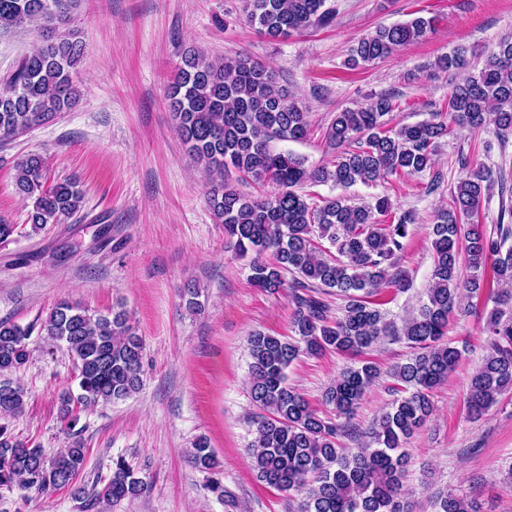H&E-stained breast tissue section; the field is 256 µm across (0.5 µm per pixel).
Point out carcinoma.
<instances>
[{
	"label": "carcinoma",
	"mask_w": 512,
	"mask_h": 512,
	"mask_svg": "<svg viewBox=\"0 0 512 512\" xmlns=\"http://www.w3.org/2000/svg\"><path fill=\"white\" fill-rule=\"evenodd\" d=\"M74 0H0V29L28 23L44 25V43L25 56L0 90V141L68 111L78 90L72 68L83 53L74 31H64ZM243 11L257 31L271 38L320 28L335 9L328 0H244ZM430 21L415 17L380 26L361 36L350 64L383 59L404 44L419 41ZM467 50L437 60L439 68L466 69L454 85L446 110L416 123H393L395 104L387 96L359 109L336 113L326 139L339 149L333 169L310 170L303 158L276 149L274 141L302 142L310 124L300 104L278 86L275 73L244 54L208 59L192 49L182 56L167 91L177 131L193 160L210 176L208 203L235 252L250 262V280L269 293L285 289L294 302L295 336L256 331L248 337L249 383L253 403L267 412L255 421L250 445L257 478L292 496H301L296 512H408L403 497L407 455L404 445L432 414V392L462 358V349L447 339L460 297L493 302L484 331L488 352L469 377L467 408L479 416L507 389H512V227L497 235L471 221L501 172L461 158L465 176L457 182L449 207L430 225L434 268L426 301L401 326L386 320L374 298L385 290L403 292L408 278L396 267L413 215L389 224L377 216L391 213L388 199L356 204L346 197L311 205L300 188L307 182H333L341 188L373 184L401 172L421 173L431 164L440 139L455 126L481 129L494 125L503 139L512 134V35L500 39L477 70L469 69ZM16 188L32 202L28 223L37 233L59 224L82 207L83 191L75 180L47 189L45 162L31 154L16 164ZM271 183L276 191L247 196L232 174ZM271 253L273 260L263 259ZM470 274L461 277L460 267ZM292 275L286 282L285 275ZM334 290L346 304L331 318L316 290ZM48 339L65 347L78 369L81 393L60 395V418L75 427V405L92 409L124 401L143 385V342L126 310L95 314L68 302L59 303L41 322ZM32 328L0 321V416L25 407V390L7 378L29 359ZM383 336H401L413 349L392 377L401 396L363 432L358 448L338 447L345 425L319 415L287 383L286 370L301 355L328 350L362 354ZM373 363L345 369L324 395L336 417L351 419L368 389L379 379ZM85 448L73 439L53 457L14 438L0 426V486L47 492L71 487L88 512L142 495L148 482L136 478L121 458L99 490L76 485ZM192 464L211 471L216 462L207 442L196 441ZM437 512H478L468 495L448 492L436 500Z\"/></svg>",
	"instance_id": "carcinoma-1"
}]
</instances>
